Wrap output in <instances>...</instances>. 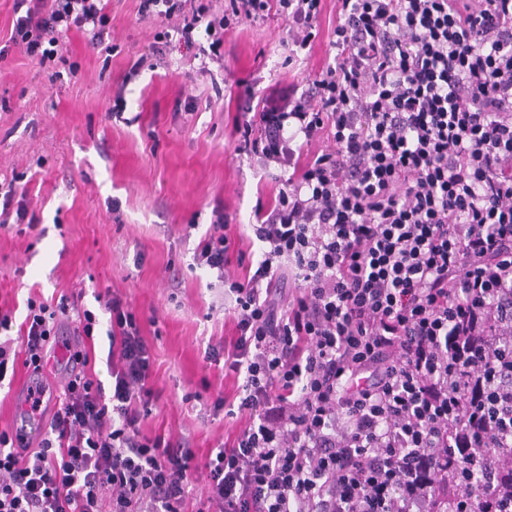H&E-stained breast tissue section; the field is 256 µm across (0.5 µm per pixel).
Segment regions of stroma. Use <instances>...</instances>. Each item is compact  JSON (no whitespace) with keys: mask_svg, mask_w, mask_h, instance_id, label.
Instances as JSON below:
<instances>
[{"mask_svg":"<svg viewBox=\"0 0 512 512\" xmlns=\"http://www.w3.org/2000/svg\"><path fill=\"white\" fill-rule=\"evenodd\" d=\"M108 12L111 50L73 35L54 69L15 49L0 61V183L24 176L44 229L37 241L0 230V306L20 320L34 295L79 292L94 311V289L122 294L154 356L159 398L140 428L185 440L202 456L243 423L213 413L217 396H235L237 379L205 358L235 337L234 298L193 254L220 208L231 219V252L244 256L229 275L258 263L262 245L250 243V225L288 177L236 152L238 91L307 89L335 54L336 3L326 0L310 49L295 54L277 14L244 22L225 34L224 63L206 75L175 46L158 68L139 65L159 21L141 17L138 0H109Z\"/></svg>","mask_w":512,"mask_h":512,"instance_id":"1","label":"stroma"}]
</instances>
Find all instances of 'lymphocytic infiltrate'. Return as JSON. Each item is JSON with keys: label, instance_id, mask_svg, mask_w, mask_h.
<instances>
[{"label": "lymphocytic infiltrate", "instance_id": "f902f5d3", "mask_svg": "<svg viewBox=\"0 0 512 512\" xmlns=\"http://www.w3.org/2000/svg\"><path fill=\"white\" fill-rule=\"evenodd\" d=\"M323 0H140L160 39L224 35L277 9L307 49ZM336 54L236 125V149L289 176L228 279V217L195 251L229 283L237 337L209 349L242 377L231 447L205 458L140 421L158 394L141 317L28 298L0 309V380L42 371L60 323L106 315L111 386L76 355L37 440L0 430V512H512V0H337ZM10 40L45 64L69 32L110 35L105 0H13ZM333 148L304 157L319 137ZM302 278L289 287L290 270ZM205 471L200 497L192 480Z\"/></svg>", "mask_w": 512, "mask_h": 512}]
</instances>
